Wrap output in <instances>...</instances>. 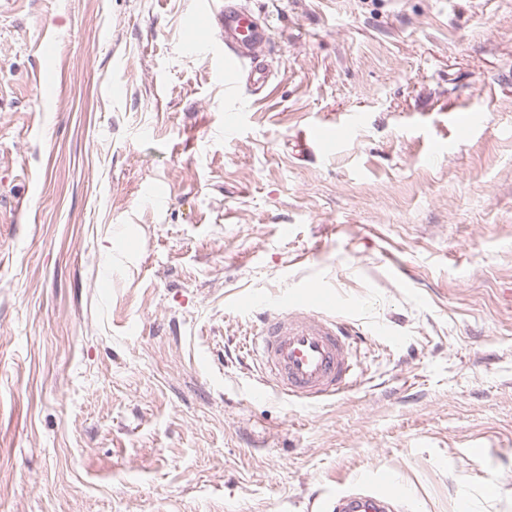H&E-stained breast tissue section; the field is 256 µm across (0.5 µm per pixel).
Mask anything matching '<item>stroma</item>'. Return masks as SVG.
<instances>
[{
	"mask_svg": "<svg viewBox=\"0 0 512 512\" xmlns=\"http://www.w3.org/2000/svg\"><path fill=\"white\" fill-rule=\"evenodd\" d=\"M240 3L271 82L233 97L201 0L0 15V512H327L365 471L512 512V0ZM312 285L359 367L321 404L243 348L248 297ZM334 131H336V135L338 136H347L351 133L352 128L346 125L320 124L304 130L301 134V137L307 149L310 143L313 145L321 144L322 141L327 136L334 133Z\"/></svg>",
	"mask_w": 512,
	"mask_h": 512,
	"instance_id": "obj_1",
	"label": "stroma"
}]
</instances>
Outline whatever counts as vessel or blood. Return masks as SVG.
<instances>
[{"instance_id":"1","label":"vessel or blood","mask_w":512,"mask_h":512,"mask_svg":"<svg viewBox=\"0 0 512 512\" xmlns=\"http://www.w3.org/2000/svg\"><path fill=\"white\" fill-rule=\"evenodd\" d=\"M206 17L207 28L219 31L224 47L225 89L235 91L243 82L262 85L268 77L262 61L269 44L267 27L232 0L211 7ZM350 132L346 125L320 124L301 137L304 143L318 145L329 135ZM317 296L311 290L291 299L255 298L249 303L260 316L250 347L261 372L281 394L306 402L342 396L358 379L351 329L345 321L320 312ZM377 482L383 492L337 494L338 512H387L389 501L406 495L392 477L381 476Z\"/></svg>"}]
</instances>
